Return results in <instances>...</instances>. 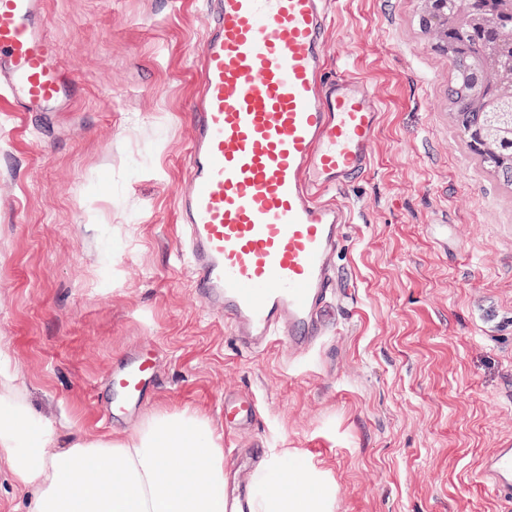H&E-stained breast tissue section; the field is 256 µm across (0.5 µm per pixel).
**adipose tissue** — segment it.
I'll use <instances>...</instances> for the list:
<instances>
[{
  "instance_id": "1",
  "label": "adipose tissue",
  "mask_w": 512,
  "mask_h": 512,
  "mask_svg": "<svg viewBox=\"0 0 512 512\" xmlns=\"http://www.w3.org/2000/svg\"><path fill=\"white\" fill-rule=\"evenodd\" d=\"M0 341V464L29 512H224V450L196 412L150 415L134 432L62 438L15 385ZM333 481L287 454L252 477V512H334Z\"/></svg>"
}]
</instances>
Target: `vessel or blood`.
<instances>
[{
    "mask_svg": "<svg viewBox=\"0 0 512 512\" xmlns=\"http://www.w3.org/2000/svg\"><path fill=\"white\" fill-rule=\"evenodd\" d=\"M212 26L199 47L202 92L177 193V252L195 288L238 341L304 351L327 333L335 259L351 216L330 191L366 176L381 112L369 83L327 78L328 0H204ZM44 0H0V101L18 112L66 109L73 85L48 31ZM151 355L113 371L109 419L150 397ZM256 399H225L249 425ZM480 480L512 500V440L485 457Z\"/></svg>",
    "mask_w": 512,
    "mask_h": 512,
    "instance_id": "b4317fda",
    "label": "vessel or blood"
}]
</instances>
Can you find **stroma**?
<instances>
[{
    "label": "stroma",
    "instance_id": "stroma-1",
    "mask_svg": "<svg viewBox=\"0 0 512 512\" xmlns=\"http://www.w3.org/2000/svg\"><path fill=\"white\" fill-rule=\"evenodd\" d=\"M429 0H332L326 68L370 83L374 162L334 192L351 223L331 333L252 351L175 255L194 119L197 0H46L78 98L38 120L0 103V338L61 436L130 433L157 411L206 416L224 466L269 449L327 469L335 512H512L479 466L512 439V187L481 168L448 99ZM158 350L136 418L97 401L115 362ZM260 418L224 421L225 397Z\"/></svg>",
    "mask_w": 512,
    "mask_h": 512
}]
</instances>
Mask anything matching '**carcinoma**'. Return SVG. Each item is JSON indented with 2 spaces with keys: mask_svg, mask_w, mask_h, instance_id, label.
I'll use <instances>...</instances> for the list:
<instances>
[{
  "mask_svg": "<svg viewBox=\"0 0 512 512\" xmlns=\"http://www.w3.org/2000/svg\"><path fill=\"white\" fill-rule=\"evenodd\" d=\"M485 0H442L441 13L428 15L425 24L440 26L447 34L441 49L448 54L450 104L457 129L465 141L481 137L475 151L479 164L512 182V151L483 137L484 114L480 108L486 97L497 91L496 76L512 72V41L494 49L480 42L470 23L485 20Z\"/></svg>",
  "mask_w": 512,
  "mask_h": 512,
  "instance_id": "cac0c4a2",
  "label": "carcinoma"
}]
</instances>
